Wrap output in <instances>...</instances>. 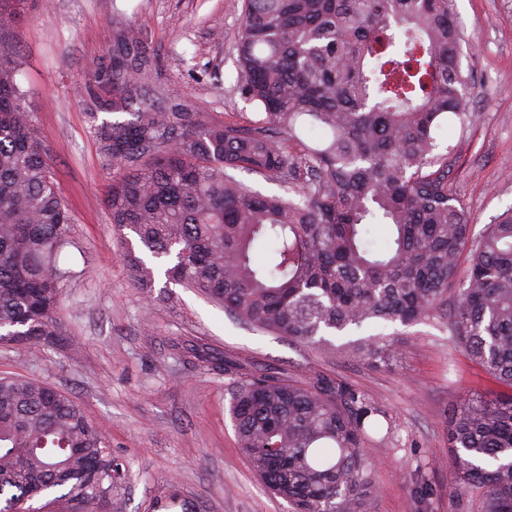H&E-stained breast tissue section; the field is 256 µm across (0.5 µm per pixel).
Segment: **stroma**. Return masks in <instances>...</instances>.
Masks as SVG:
<instances>
[{"mask_svg":"<svg viewBox=\"0 0 512 512\" xmlns=\"http://www.w3.org/2000/svg\"><path fill=\"white\" fill-rule=\"evenodd\" d=\"M454 11L469 114L451 120L439 143L451 149L448 179L477 236L512 209V0H455ZM242 16L243 0H26L15 27L24 57L18 79L71 213L60 256L69 275L61 284L62 336L26 349L0 344V377L37 378L72 394L128 463L129 482L103 512H153L172 482L203 512H288L239 446L228 378L175 349L188 336L284 369L294 381L321 374L351 384L395 425L374 451L376 512H416L410 488L419 468L433 489L429 512H463L448 496V421L462 392L494 399L507 389L445 326L383 327L402 356L372 366L254 332L206 295L160 275L145 291L129 274L123 235L104 202L120 168L101 153L96 126L130 114L90 116L99 88L88 71L109 70L113 24H141L157 59L147 94L158 106L186 100L204 123L249 125L254 109L233 91Z\"/></svg>","mask_w":512,"mask_h":512,"instance_id":"1","label":"stroma"}]
</instances>
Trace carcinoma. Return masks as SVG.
<instances>
[{
	"instance_id": "obj_1",
	"label": "carcinoma",
	"mask_w": 512,
	"mask_h": 512,
	"mask_svg": "<svg viewBox=\"0 0 512 512\" xmlns=\"http://www.w3.org/2000/svg\"><path fill=\"white\" fill-rule=\"evenodd\" d=\"M24 0H0V342L29 347L58 335L70 210L30 120L24 64L9 42ZM112 69L90 70L109 98L91 115L136 105L134 119L97 127L102 153L126 173L105 202L155 262L130 250L133 280L195 288L235 318L371 365L399 351L386 324L431 318L512 389V211L472 237L437 154L448 117L468 112L453 0H244L234 91L257 119L205 125L187 102L162 109L143 85L156 57L146 28L112 31ZM279 180L262 195L229 174ZM385 229L383 243L372 230ZM466 279L448 303L461 260ZM187 356L232 380L231 416L251 467L289 512H374L373 434L385 412L352 385L291 381L275 367L187 343ZM449 496L478 512H512V393L461 397L448 424ZM129 468L74 398L30 378H0V512L60 492L70 512L121 493ZM417 512L432 493L411 477ZM197 512L171 485L158 508Z\"/></svg>"
}]
</instances>
